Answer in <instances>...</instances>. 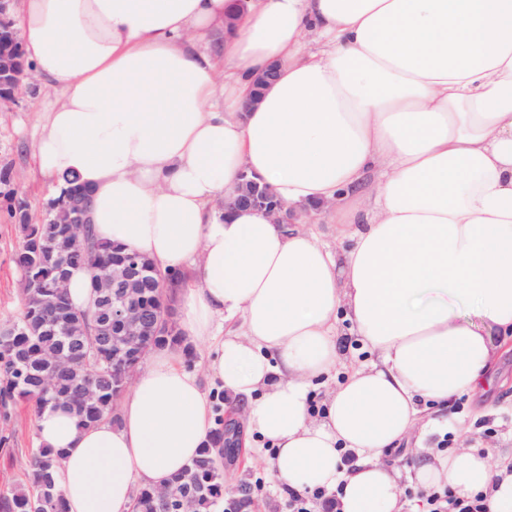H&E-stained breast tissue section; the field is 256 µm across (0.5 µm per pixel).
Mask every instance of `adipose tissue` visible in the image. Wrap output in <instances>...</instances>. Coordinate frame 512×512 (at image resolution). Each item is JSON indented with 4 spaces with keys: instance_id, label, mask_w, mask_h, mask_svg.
<instances>
[{
    "instance_id": "obj_1",
    "label": "adipose tissue",
    "mask_w": 512,
    "mask_h": 512,
    "mask_svg": "<svg viewBox=\"0 0 512 512\" xmlns=\"http://www.w3.org/2000/svg\"><path fill=\"white\" fill-rule=\"evenodd\" d=\"M15 31L59 92L39 174L77 177L98 241L180 274L186 344L224 321L210 368L273 446L281 492L406 512L414 483L512 512V460L482 448L406 474L381 460L478 392L512 341V0H20ZM245 173L317 209L335 244L225 208ZM342 320L376 362L343 367ZM184 359L154 350L117 420L37 418L68 512H131L198 455L212 412ZM279 64H272L254 78V92L242 103V110L253 111L261 102V91L275 82L279 73Z\"/></svg>"
}]
</instances>
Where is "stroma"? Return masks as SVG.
Instances as JSON below:
<instances>
[{
    "label": "stroma",
    "instance_id": "35a3bbf8",
    "mask_svg": "<svg viewBox=\"0 0 512 512\" xmlns=\"http://www.w3.org/2000/svg\"><path fill=\"white\" fill-rule=\"evenodd\" d=\"M57 93L46 81L31 77L14 103L0 107V165L12 164L20 185L17 195L23 202L31 223H42L47 203L55 199L53 184L35 170L32 143L39 131L40 117L49 109ZM22 236L8 214L7 203L0 198V325L15 322L22 308L21 271L14 255ZM493 405V414L474 418L475 400L461 397L453 402L447 415L463 423L471 443L494 455L512 453V353L504 355L491 385L483 398ZM9 436L7 448L0 449V489L20 482L29 466L31 450L37 447L35 419L29 404H19L9 422H0V436ZM260 482L253 512H288V499L280 495L273 474L244 459L231 462L224 476L225 489L238 488L240 482Z\"/></svg>",
    "mask_w": 512,
    "mask_h": 512
}]
</instances>
